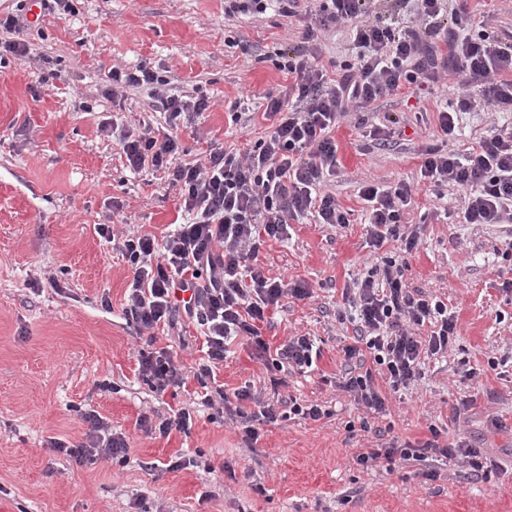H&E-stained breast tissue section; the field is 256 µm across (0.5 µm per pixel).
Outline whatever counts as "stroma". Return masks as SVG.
<instances>
[{"label":"stroma","mask_w":512,"mask_h":512,"mask_svg":"<svg viewBox=\"0 0 512 512\" xmlns=\"http://www.w3.org/2000/svg\"><path fill=\"white\" fill-rule=\"evenodd\" d=\"M466 19L475 31H510L512 0H469ZM302 31L298 19L273 10L225 17L224 0H73L66 18L25 28L23 60L0 65V512H512V367H487L512 356V292L503 289L512 260L502 255L512 223H459L463 192L418 182L425 146L463 151L491 128L512 127V113L477 109L446 138L437 114L454 96L443 87L340 118L333 134L341 165L327 190L347 223L305 217L259 253L269 277L303 281L312 292L285 299L263 337L276 349L307 335L321 348L314 371L288 376L280 393L319 403L328 417L280 418L256 450L244 449L221 406L198 395L196 326L151 341L123 315L133 268L97 225L160 238L184 213L178 189L131 172L111 136L113 120L139 129L158 126L163 114L148 91L111 89L104 71L144 66L167 76L168 93L209 98L206 112L179 125L181 161L218 146L241 152L271 127L266 97L290 83L279 61ZM392 119L396 135L370 137V127ZM370 179L416 184L401 222L420 243L404 280L447 303L456 329L447 352L426 358L414 383L386 391L385 412L364 432V412L341 386L356 329L343 293L365 266L396 250L370 243L360 197ZM147 347L172 351L184 386L151 392L137 364ZM230 350L215 371L226 392L277 376L271 358L237 343ZM468 396L470 411L455 415ZM181 408L193 416L189 432L163 438L137 425ZM92 410L125 436L126 458L80 466L51 451V442L83 439V415ZM433 425L449 441L482 448L488 473L460 456L435 462L432 480L413 464L365 470L354 462L362 449L394 439L424 442ZM179 458L186 468L170 470Z\"/></svg>","instance_id":"stroma-1"}]
</instances>
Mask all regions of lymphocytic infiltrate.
<instances>
[{
	"label": "lymphocytic infiltrate",
	"instance_id": "1",
	"mask_svg": "<svg viewBox=\"0 0 512 512\" xmlns=\"http://www.w3.org/2000/svg\"><path fill=\"white\" fill-rule=\"evenodd\" d=\"M313 10L301 0H224L226 15L265 13L277 8L286 17H306L299 43L289 49L282 67L293 80L282 97H269L266 114L277 123L265 138L244 153L211 148L203 161L178 163L176 134L180 117L207 111L202 95H163L167 80L146 67L111 68L105 78L113 86L155 90L159 111L166 117L162 132L113 126L131 171H164L178 187L186 222L163 239L129 233L115 236L111 225H97L98 234L114 243L129 260L134 276L123 314L138 332L151 333L174 326L179 319L196 324L207 360L196 367L198 382L207 383V405H221L239 430L246 448H253L264 426L277 423V406L250 389L227 394L214 384V370L227 356L229 345L243 340L258 358L269 346L260 325L284 298L310 297L302 283L266 276L258 262L261 247L282 239L290 222L311 213L323 224H343L347 214L332 194L323 192L325 180L335 176L338 146L332 136L340 117L369 110L376 101L403 91L430 87L443 76L458 78L454 110L439 112L441 132L452 136L460 113L479 107L512 112V43L500 37L464 33L460 21L444 25V0H391L393 9L410 10L414 25L396 29L385 19L378 0H317ZM341 26L350 27L355 58L328 76L316 61L319 36ZM420 174L434 187L454 186L464 193L460 219L465 224L512 223V130L500 129L480 139L465 153L425 148ZM369 211L368 230L373 247L398 241L400 252L367 267L349 302L357 312L354 344L344 349L346 359L369 353L374 369L347 372L342 386L363 405L367 417L361 430H370L369 415L385 409L383 389L375 383L383 375L388 389L415 381L420 360L445 353L456 325L440 299L413 293L403 276L405 255L417 249V231L400 224L404 206L411 202V184L381 186L368 182L360 190ZM430 326L429 335L419 329ZM138 371L155 394L184 385L183 371L168 350L139 353ZM84 440L54 443V450L76 464L125 456L124 437L112 434L96 412L85 414ZM421 444L363 449L355 458L366 468L383 462L424 464L431 458L463 456L474 471L485 468L481 449L443 440L437 427Z\"/></svg>",
	"mask_w": 512,
	"mask_h": 512
}]
</instances>
